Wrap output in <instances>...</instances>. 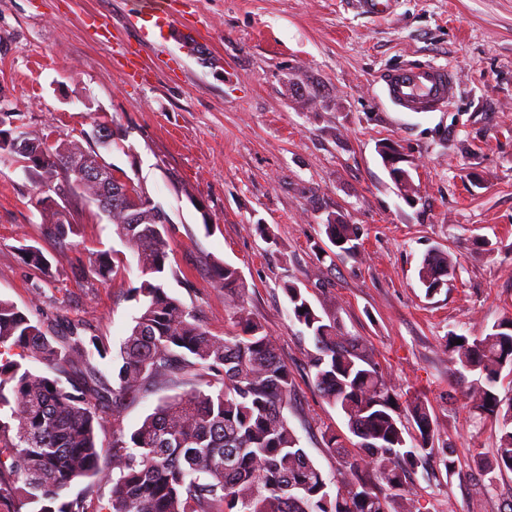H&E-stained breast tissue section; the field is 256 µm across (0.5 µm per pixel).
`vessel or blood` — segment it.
Instances as JSON below:
<instances>
[{
  "mask_svg": "<svg viewBox=\"0 0 512 512\" xmlns=\"http://www.w3.org/2000/svg\"><path fill=\"white\" fill-rule=\"evenodd\" d=\"M142 34L166 36L173 18L163 0L134 18ZM385 99L402 112H436L453 98L457 83L447 68L405 61L383 71L381 75Z\"/></svg>",
  "mask_w": 512,
  "mask_h": 512,
  "instance_id": "b4317fda",
  "label": "vessel or blood"
}]
</instances>
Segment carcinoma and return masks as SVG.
Returning a JSON list of instances; mask_svg holds the SVG:
<instances>
[{
	"label": "carcinoma",
	"instance_id": "1",
	"mask_svg": "<svg viewBox=\"0 0 512 512\" xmlns=\"http://www.w3.org/2000/svg\"><path fill=\"white\" fill-rule=\"evenodd\" d=\"M90 154L95 151L76 140H57L29 167L42 199L65 190L73 196L41 210L46 234L59 243L73 232L70 206L101 194V185L69 168L73 157ZM122 188L112 181L106 218L144 280L132 289L139 312L112 368V384L103 380L109 349L99 337L77 327L52 336L30 312L0 299V502L14 500L21 482L27 491L20 505L31 512H421L405 489L407 475L426 468L434 455L447 473L456 470L452 453L434 447L436 420L427 400L395 393L336 318L321 315L298 286L285 285L288 314L314 346L313 385L345 417L352 435L345 441L324 431L327 450L341 459L337 473L326 474L290 426L293 378L244 305L240 272L226 262L212 265V282L224 292L234 327L213 336L199 311L168 289L169 279H179L168 263V214L142 189L138 208L129 210ZM325 232L341 253H354L358 227L329 219ZM17 250L25 264L52 276L39 248L22 240ZM116 260L99 252L92 271L115 276ZM454 273L448 257L436 255L423 260L419 281L432 296ZM448 348L461 368L477 375L464 392L467 404L498 427L493 459L478 462L492 485L497 473L512 472V399L498 392L503 372L512 375V317L479 334L450 333ZM32 360L52 374L32 370ZM187 384L190 390L162 400L125 431V397ZM109 406L112 438L103 447L98 430ZM106 455L110 470L101 466ZM82 483L76 495L67 494ZM96 484L110 487L108 499L94 496Z\"/></svg>",
	"mask_w": 512,
	"mask_h": 512
}]
</instances>
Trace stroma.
I'll return each mask as SVG.
<instances>
[{
  "instance_id": "1",
  "label": "stroma",
  "mask_w": 512,
  "mask_h": 512,
  "mask_svg": "<svg viewBox=\"0 0 512 512\" xmlns=\"http://www.w3.org/2000/svg\"><path fill=\"white\" fill-rule=\"evenodd\" d=\"M168 2L174 26L148 40L133 23L147 0H0V96L28 132L77 139L164 208L180 276L169 288L212 335L232 325L210 266L239 269L248 309L295 380L290 425L325 473L339 458L323 431L348 428L313 386L287 283L359 338L394 392L427 398L434 445L458 471L416 476L423 512H503L512 472L486 486L477 460L493 456L497 428L466 407L473 376L446 339L512 317V0H395L385 17L352 0ZM407 60L454 71L447 111L383 100L381 72ZM103 112L126 149L101 147L93 117ZM385 141L404 157L410 198L378 153ZM34 181L0 157V298L61 335L66 322L85 324L118 353L138 310L136 261L94 205L66 245L45 237ZM331 218L359 227L355 256H336ZM23 239L52 278L20 260ZM112 249L124 268L104 281L93 255ZM436 251L456 274L429 297L418 271Z\"/></svg>"
}]
</instances>
